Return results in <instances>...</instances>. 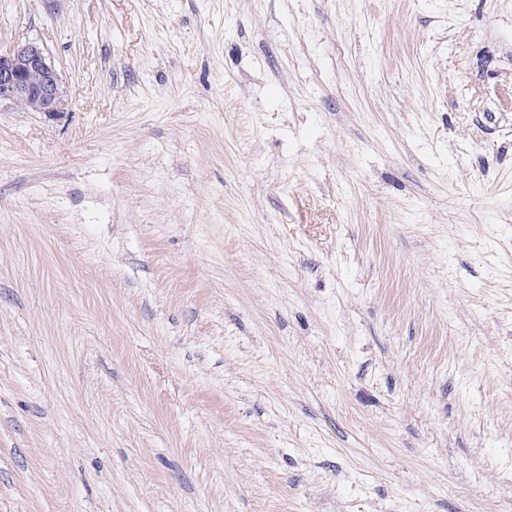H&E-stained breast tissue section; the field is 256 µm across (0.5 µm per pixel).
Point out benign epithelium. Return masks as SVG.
I'll return each mask as SVG.
<instances>
[{
    "instance_id": "benign-epithelium-1",
    "label": "benign epithelium",
    "mask_w": 512,
    "mask_h": 512,
    "mask_svg": "<svg viewBox=\"0 0 512 512\" xmlns=\"http://www.w3.org/2000/svg\"><path fill=\"white\" fill-rule=\"evenodd\" d=\"M65 93L61 73L38 43H19L0 53V107L54 117L61 112Z\"/></svg>"
}]
</instances>
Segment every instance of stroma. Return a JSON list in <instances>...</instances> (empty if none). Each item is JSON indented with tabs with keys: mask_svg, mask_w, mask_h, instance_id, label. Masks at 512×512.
<instances>
[{
	"mask_svg": "<svg viewBox=\"0 0 512 512\" xmlns=\"http://www.w3.org/2000/svg\"><path fill=\"white\" fill-rule=\"evenodd\" d=\"M0 512H512V0H0ZM66 90L61 73L36 42L0 51V107L25 108L54 117L61 112Z\"/></svg>",
	"mask_w": 512,
	"mask_h": 512,
	"instance_id": "35a3bbf8",
	"label": "stroma"
}]
</instances>
